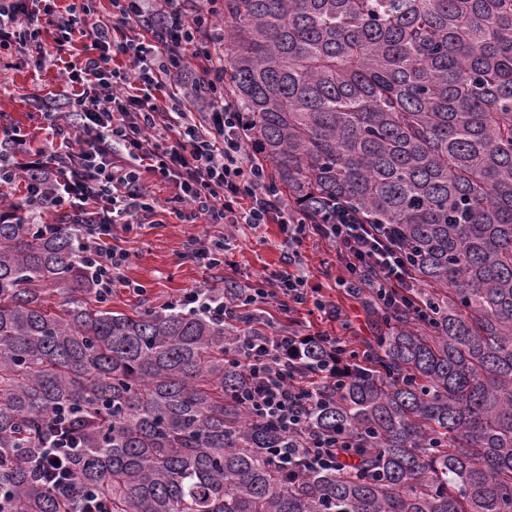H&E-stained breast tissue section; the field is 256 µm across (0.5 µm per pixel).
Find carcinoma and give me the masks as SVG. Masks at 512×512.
I'll use <instances>...</instances> for the list:
<instances>
[{
    "instance_id": "1",
    "label": "carcinoma",
    "mask_w": 512,
    "mask_h": 512,
    "mask_svg": "<svg viewBox=\"0 0 512 512\" xmlns=\"http://www.w3.org/2000/svg\"><path fill=\"white\" fill-rule=\"evenodd\" d=\"M224 94L296 210L339 201L412 255L423 319L368 289L376 334L314 386L351 467L272 461L293 436L241 402L240 322L114 310L73 225L8 211L0 512H512V0H224ZM59 426L66 496L34 467Z\"/></svg>"
}]
</instances>
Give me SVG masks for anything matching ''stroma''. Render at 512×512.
Instances as JSON below:
<instances>
[{
	"label": "stroma",
	"instance_id": "1",
	"mask_svg": "<svg viewBox=\"0 0 512 512\" xmlns=\"http://www.w3.org/2000/svg\"><path fill=\"white\" fill-rule=\"evenodd\" d=\"M62 87L57 67L35 72L17 56L0 57V125L18 126L36 140H43L34 117L35 97ZM226 236L221 224H187L175 215L158 211L152 223L120 233L117 244L130 254L124 270L125 284L115 285L109 298L112 308L125 311L163 309L165 303L192 288H241L283 259V235L275 224L258 228L241 227L229 239L223 265L205 267L186 258L192 238L216 239ZM295 272L306 276L327 306L336 308L335 321L313 306L288 311L274 306L260 319L268 334H295L326 331L342 340L371 336V319L361 305L352 302L336 284L342 265L334 248L310 238L299 248ZM136 283L140 292L128 290Z\"/></svg>",
	"mask_w": 512,
	"mask_h": 512
}]
</instances>
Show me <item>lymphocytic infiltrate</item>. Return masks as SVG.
<instances>
[{
    "label": "lymphocytic infiltrate",
    "mask_w": 512,
    "mask_h": 512,
    "mask_svg": "<svg viewBox=\"0 0 512 512\" xmlns=\"http://www.w3.org/2000/svg\"><path fill=\"white\" fill-rule=\"evenodd\" d=\"M104 16L95 0H0V54L31 60L37 69L59 66L66 87L47 93L41 118L46 136L33 161H24L27 139L20 129L0 126V204L25 224L63 213L81 236L77 258L102 294L121 281L129 253L116 245L118 232L144 224L161 205L186 223L280 225L285 247L309 236L336 248L345 274L339 283L361 297L369 272L390 291L406 287L409 253L384 238L377 226L361 223L337 206L328 224H312L288 207L268 171L256 165L239 130L242 114L224 96V72L212 67V53L224 40L214 20L218 0H203L193 16L181 17L171 36L146 39L143 15L161 21L179 15L181 0H110ZM52 33L47 50L44 33ZM87 39L82 56L66 58L74 37ZM197 93L195 106L171 94L169 79ZM204 121H196L195 112ZM168 182L174 193L159 200L146 174ZM308 302L307 280L280 267L253 285L224 290L193 288L177 299L188 311L218 320L255 316L263 306ZM305 335L270 336L252 330L241 337V364L252 383L242 400L256 415L298 433L288 451L292 468L343 469L349 458L344 437L317 433L308 415L317 398L302 374ZM76 442L65 432L43 445L47 483L66 493Z\"/></svg>",
    "instance_id": "obj_1"
}]
</instances>
